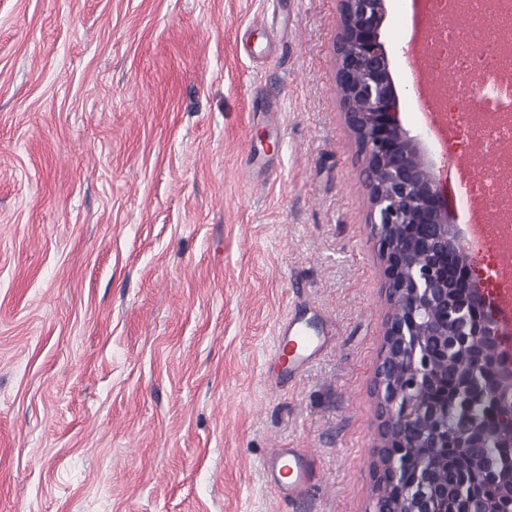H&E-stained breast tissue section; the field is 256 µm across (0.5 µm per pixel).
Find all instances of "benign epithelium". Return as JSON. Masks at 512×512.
Instances as JSON below:
<instances>
[{"label":"benign epithelium","instance_id":"1","mask_svg":"<svg viewBox=\"0 0 512 512\" xmlns=\"http://www.w3.org/2000/svg\"><path fill=\"white\" fill-rule=\"evenodd\" d=\"M336 86L366 183L368 224L384 267L391 307L382 357L406 360L402 379L375 376L377 431L374 491L397 512H512L508 495L484 502L468 479L448 500L438 481L434 449L478 448L481 428L462 418L440 422L442 407L425 394L436 387L448 359L465 354L454 377L452 406L473 396V377L486 384L481 397L512 446V359L499 350L498 321L480 288L470 250L448 223L437 181L418 140L403 128L388 53L381 40L386 0H338Z\"/></svg>","mask_w":512,"mask_h":512}]
</instances>
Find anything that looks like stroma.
I'll return each instance as SVG.
<instances>
[{
	"instance_id": "1",
	"label": "stroma",
	"mask_w": 512,
	"mask_h": 512,
	"mask_svg": "<svg viewBox=\"0 0 512 512\" xmlns=\"http://www.w3.org/2000/svg\"><path fill=\"white\" fill-rule=\"evenodd\" d=\"M338 0H0V512H374L390 305ZM382 27L440 187L409 61ZM325 326L297 369L278 324ZM311 458L303 499L267 483ZM288 459V482L281 481L283 461ZM264 470L268 482L289 499L303 495L311 481V467L308 456L298 448H277L265 461Z\"/></svg>"
}]
</instances>
